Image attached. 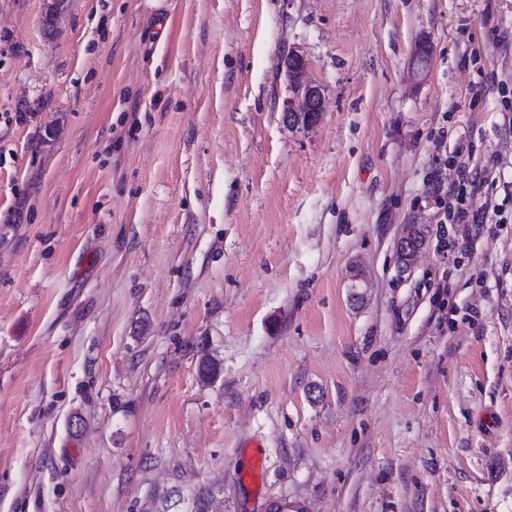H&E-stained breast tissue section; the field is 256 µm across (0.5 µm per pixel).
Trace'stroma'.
<instances>
[{
  "label": "stroma",
  "mask_w": 512,
  "mask_h": 512,
  "mask_svg": "<svg viewBox=\"0 0 512 512\" xmlns=\"http://www.w3.org/2000/svg\"><path fill=\"white\" fill-rule=\"evenodd\" d=\"M46 14L0 0V512H512V0ZM439 155L496 223L443 222ZM283 69L287 83L288 97L283 102L285 121H292L301 113H308L307 121H314L324 108V96L319 85L307 77L308 62L299 52L293 53L291 59L284 61Z\"/></svg>",
  "instance_id": "35a3bbf8"
}]
</instances>
